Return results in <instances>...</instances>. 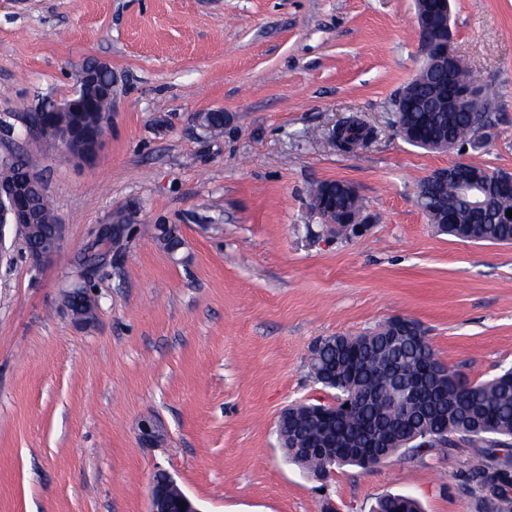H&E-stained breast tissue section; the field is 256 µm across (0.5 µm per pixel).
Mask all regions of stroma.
<instances>
[{
  "instance_id": "35a3bbf8",
  "label": "stroma",
  "mask_w": 512,
  "mask_h": 512,
  "mask_svg": "<svg viewBox=\"0 0 512 512\" xmlns=\"http://www.w3.org/2000/svg\"><path fill=\"white\" fill-rule=\"evenodd\" d=\"M453 47L496 96L488 145L407 143L398 92L424 62L414 0H0V152L31 157L64 224L36 266L0 265V512H147L167 471L201 512H477L454 459L408 455L318 481L278 444L281 411L334 399L313 342L418 321L469 380L512 367V244L440 232L416 204L449 162L512 172V0H450ZM117 97L90 165L30 134L75 67ZM222 111L211 136L199 114ZM359 115L368 146L327 139ZM355 186L372 217L331 234L311 184ZM137 204L116 245L98 241ZM82 288L96 317L63 303ZM155 425L154 436L144 434ZM373 512H422L420 503L409 496L387 493L380 497Z\"/></svg>"
}]
</instances>
